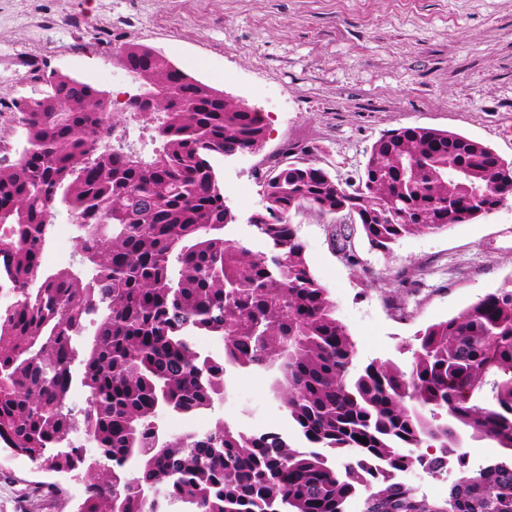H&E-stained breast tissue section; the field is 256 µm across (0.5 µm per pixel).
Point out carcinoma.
<instances>
[{"label": "carcinoma", "instance_id": "1", "mask_svg": "<svg viewBox=\"0 0 512 512\" xmlns=\"http://www.w3.org/2000/svg\"><path fill=\"white\" fill-rule=\"evenodd\" d=\"M115 57L139 88L122 112L57 72L40 77L41 95L12 102L25 143L0 166V274L14 292L0 307V441L38 471L83 472L77 512H169L175 502L186 512H344L363 483L361 512H512V284L418 331L407 368L360 370L290 224L343 209L386 253L511 199L499 180L507 161L430 127L384 133L354 177L303 150L257 174L266 206L254 228L269 250L255 254L225 237L233 215L212 158L261 149L262 113L147 46L127 43ZM128 117L153 130L150 157L99 149ZM60 211L74 221L80 266L47 271L41 255ZM193 336L222 339L223 355L196 350ZM228 365L277 369V394L311 450L221 421L204 434L159 432L161 410L210 409ZM79 430L95 455L71 439ZM464 435L500 456L469 471ZM451 454L461 477L442 499L374 468L433 475Z\"/></svg>", "mask_w": 512, "mask_h": 512}]
</instances>
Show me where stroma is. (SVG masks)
I'll list each match as a JSON object with an SVG mask.
<instances>
[{
    "instance_id": "stroma-1",
    "label": "stroma",
    "mask_w": 512,
    "mask_h": 512,
    "mask_svg": "<svg viewBox=\"0 0 512 512\" xmlns=\"http://www.w3.org/2000/svg\"><path fill=\"white\" fill-rule=\"evenodd\" d=\"M107 35L113 48L90 47ZM149 46L178 68L262 112L258 153L214 158L235 221L228 238L252 252L267 241L251 227L265 206L256 175L285 149H313L346 177L371 144L405 126L449 130L512 161V0H0V58L23 54L41 73L69 74L124 101L135 87L114 71V48ZM311 270L356 343V363L407 365L415 334L512 279V199L440 234L373 249L359 225L334 236L333 217L291 218ZM355 263H348L345 251ZM274 370L228 368L227 392L205 413L242 430L298 433L276 393ZM33 481L65 491L55 512H74L81 481L34 470L0 447V512Z\"/></svg>"
}]
</instances>
